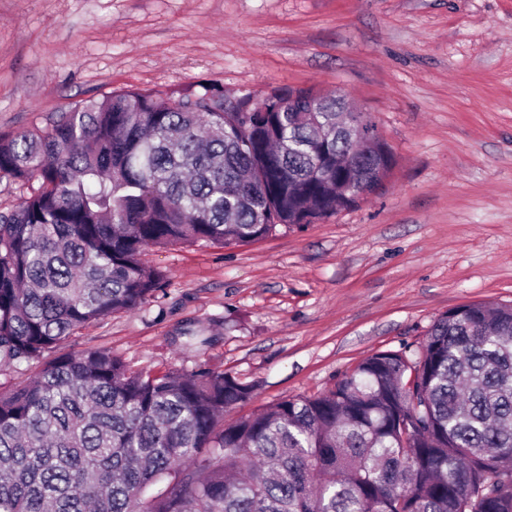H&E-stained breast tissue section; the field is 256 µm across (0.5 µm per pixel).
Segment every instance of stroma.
Listing matches in <instances>:
<instances>
[{
  "label": "stroma",
  "instance_id": "1",
  "mask_svg": "<svg viewBox=\"0 0 512 512\" xmlns=\"http://www.w3.org/2000/svg\"><path fill=\"white\" fill-rule=\"evenodd\" d=\"M342 91L395 164L358 206L249 244L151 247L167 283L67 348L253 385L235 420L512 304V0H0V132L126 90Z\"/></svg>",
  "mask_w": 512,
  "mask_h": 512
}]
</instances>
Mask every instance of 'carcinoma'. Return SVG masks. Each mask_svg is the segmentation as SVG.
<instances>
[{"label":"carcinoma","instance_id":"cac0c4a2","mask_svg":"<svg viewBox=\"0 0 512 512\" xmlns=\"http://www.w3.org/2000/svg\"><path fill=\"white\" fill-rule=\"evenodd\" d=\"M346 96L113 92L48 129L0 133V512H512V305L438 318L419 349L233 423L253 386L144 373L86 326L166 284L148 247L247 244L358 205L394 165L351 140ZM27 187L7 178L0 179V210L5 211L17 205L30 192Z\"/></svg>","mask_w":512,"mask_h":512}]
</instances>
